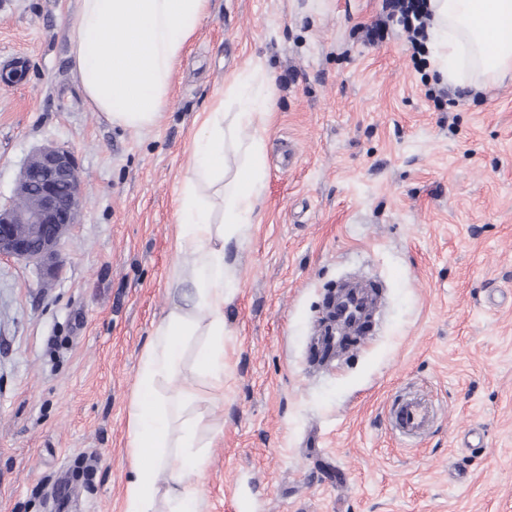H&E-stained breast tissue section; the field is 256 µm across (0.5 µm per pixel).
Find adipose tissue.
<instances>
[{
  "instance_id": "ef3b65f1",
  "label": "adipose tissue",
  "mask_w": 512,
  "mask_h": 512,
  "mask_svg": "<svg viewBox=\"0 0 512 512\" xmlns=\"http://www.w3.org/2000/svg\"><path fill=\"white\" fill-rule=\"evenodd\" d=\"M209 0H80L73 19L71 58L83 93L113 124L143 130L169 105L174 69L187 41L208 14ZM427 29L433 60L455 87L485 89L512 72V0H429ZM222 106L206 113L192 146L175 226L176 261L168 285L174 299L140 357L130 393L126 461L129 477L122 512H201L205 448L216 430L201 434L199 382L224 399V304L234 289L226 247L251 223L259 194L261 142L234 176L224 170ZM212 187L222 218L198 194ZM192 361L194 377L183 374ZM178 381L174 391L163 383ZM182 461L172 468V458Z\"/></svg>"
}]
</instances>
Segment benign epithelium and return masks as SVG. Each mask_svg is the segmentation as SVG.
Listing matches in <instances>:
<instances>
[{
  "instance_id": "1",
  "label": "benign epithelium",
  "mask_w": 512,
  "mask_h": 512,
  "mask_svg": "<svg viewBox=\"0 0 512 512\" xmlns=\"http://www.w3.org/2000/svg\"><path fill=\"white\" fill-rule=\"evenodd\" d=\"M80 207L72 153L54 146L38 149L18 175L12 203L0 204V258L32 262L44 280L56 279L60 244Z\"/></svg>"
}]
</instances>
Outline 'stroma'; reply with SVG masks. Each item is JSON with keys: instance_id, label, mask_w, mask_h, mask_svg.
Masks as SVG:
<instances>
[{"instance_id": "1", "label": "stroma", "mask_w": 512, "mask_h": 512, "mask_svg": "<svg viewBox=\"0 0 512 512\" xmlns=\"http://www.w3.org/2000/svg\"><path fill=\"white\" fill-rule=\"evenodd\" d=\"M79 4L0 0V70L24 60L0 82V204L48 145L74 154L82 193L55 281L0 259V512H120L192 137L244 94L270 119L234 129L226 170L261 136V221L227 248L205 512H512V77L449 87L395 22L368 44L382 0H210L168 107L136 131L83 94ZM353 273L385 290L369 342L313 366L324 298ZM409 383L443 405L414 444L384 421Z\"/></svg>"}]
</instances>
